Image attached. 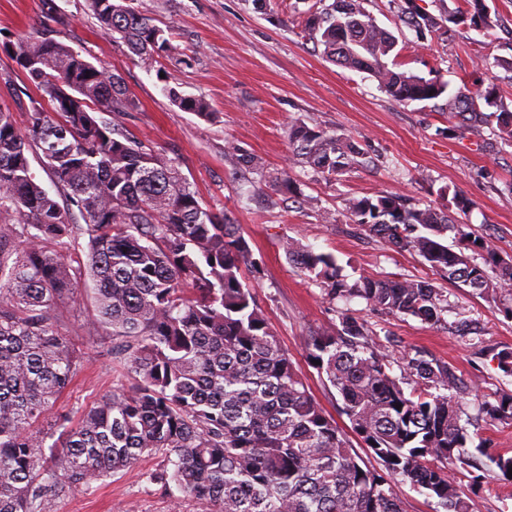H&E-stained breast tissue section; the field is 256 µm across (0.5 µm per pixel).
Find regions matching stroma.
<instances>
[{"label":"stroma","instance_id":"1","mask_svg":"<svg viewBox=\"0 0 512 512\" xmlns=\"http://www.w3.org/2000/svg\"><path fill=\"white\" fill-rule=\"evenodd\" d=\"M485 2L498 11L501 28L482 33L451 23L446 33L421 37L400 22L396 0H365L364 6L397 37L402 70L420 76L439 71L455 88L477 72L512 105V82L500 66L512 58V0ZM55 3L65 22L55 26L54 38L91 61L115 66L139 102L125 129L178 161L202 201L237 224L257 261L256 267H244L246 283L311 393L339 425L347 420L338 414L335 390L309 364L306 340L311 332L338 324L343 302L329 298L289 260L283 248L288 240L332 255L350 283L362 276L432 278L448 294L451 310L444 322L430 326L370 312L369 325L390 337L394 354L418 351L479 381V389L463 400L469 413L499 394H512V375L498 366V353L512 349V316L500 302L472 297L433 276L421 257L369 236L345 211L346 198L382 191L416 206H438L441 189L448 187L475 203L470 212L456 213V220L475 234L491 235L500 257L512 260V193L505 189L512 182V143L486 146L456 129L455 119L432 103L396 102L371 74L329 62L302 32L299 0H269L262 12L251 0H137L155 24L170 29L174 44L191 59L190 66L168 67L163 80L100 29L86 0ZM46 11V0H0V76L25 84L7 47L40 30ZM166 83L204 96L213 118L202 120L173 106L161 91ZM296 118L354 139L366 165L329 180L298 166L288 142V124ZM231 143L238 154L227 152ZM242 153L258 158L261 169L242 166ZM283 174L307 204L284 200L275 183ZM323 211L331 213L333 223L320 222ZM93 309V295L83 288L63 312L64 327L84 359L58 402L65 411L94 405L122 380L110 331L94 322ZM475 462L483 478L472 483L467 471L458 469L461 490L477 496L480 512H512V479L487 456L476 455ZM161 465L159 457L146 458L106 479L95 494L74 492L59 512H202L195 500L147 480V473Z\"/></svg>","mask_w":512,"mask_h":512}]
</instances>
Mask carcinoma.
I'll list each match as a JSON object with an SVG mask.
<instances>
[{"label": "carcinoma", "mask_w": 512, "mask_h": 512, "mask_svg": "<svg viewBox=\"0 0 512 512\" xmlns=\"http://www.w3.org/2000/svg\"><path fill=\"white\" fill-rule=\"evenodd\" d=\"M435 16L403 0L400 21L422 35L452 20L493 29L485 0ZM103 31L147 70L160 60L191 65L133 0H88ZM64 17L49 6L42 30L15 44L29 97L25 130L0 106V512H57L75 488L94 493L103 480L145 456L163 468L148 479L196 499L204 512H404L388 483L399 477L443 512H479L452 469L470 466L471 437L455 367L416 352L399 356L351 309L339 325L308 338L307 359L339 397L350 430L382 465L369 467L326 414L272 331L241 276L252 253L236 225L198 197L179 163L147 149L122 126L138 103L121 75L54 39ZM309 40L330 61L365 70L399 103L441 98L440 110L479 138L512 141V110L495 87H450L396 69L398 41L364 0H313L303 11ZM178 109L201 119L202 96L165 84ZM288 140L302 167L327 180L362 164L353 141L301 119ZM53 177L56 194L36 181L28 153ZM405 205L381 193L350 198V221L372 237L418 254L431 271L481 297L512 301V263L489 236L457 224L451 208ZM79 214L86 230L71 223ZM88 234L85 262L56 249ZM458 250L444 244L447 233ZM283 248L301 271L336 299L363 300L370 311L437 325L448 295L426 278L361 277L349 284L335 259L294 241ZM482 259L477 263L466 251ZM495 270L490 276L488 269ZM91 283L95 318L112 328L130 383L78 418L55 405L82 367L56 312L79 283ZM483 413L512 421V396Z\"/></svg>", "instance_id": "carcinoma-1"}]
</instances>
